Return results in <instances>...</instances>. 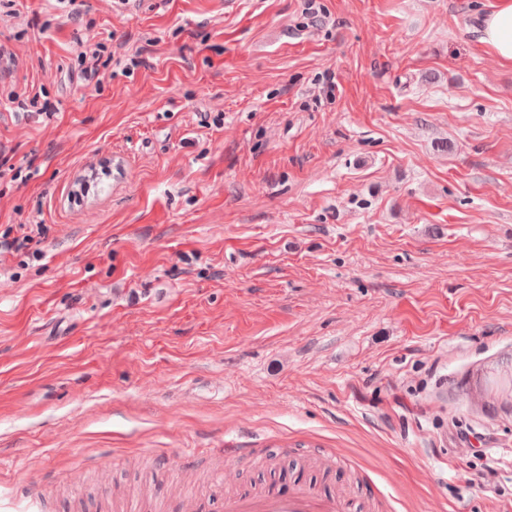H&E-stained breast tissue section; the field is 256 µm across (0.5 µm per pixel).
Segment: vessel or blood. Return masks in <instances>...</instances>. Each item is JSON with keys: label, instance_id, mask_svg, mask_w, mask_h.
Returning <instances> with one entry per match:
<instances>
[{"label": "vessel or blood", "instance_id": "1", "mask_svg": "<svg viewBox=\"0 0 512 512\" xmlns=\"http://www.w3.org/2000/svg\"><path fill=\"white\" fill-rule=\"evenodd\" d=\"M223 512H347L341 494L316 492L300 483L291 492L281 495L265 490L230 494L222 498ZM0 512H44L41 501L23 491L0 496Z\"/></svg>", "mask_w": 512, "mask_h": 512}]
</instances>
